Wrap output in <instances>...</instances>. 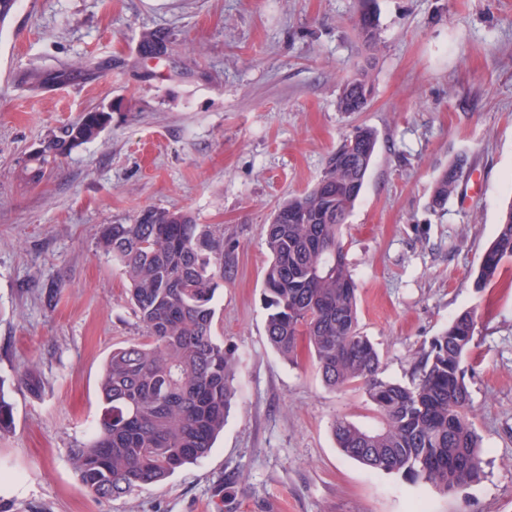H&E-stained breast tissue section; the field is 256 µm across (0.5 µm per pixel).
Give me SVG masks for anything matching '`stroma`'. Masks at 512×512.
I'll list each match as a JSON object with an SVG mask.
<instances>
[{
  "mask_svg": "<svg viewBox=\"0 0 512 512\" xmlns=\"http://www.w3.org/2000/svg\"><path fill=\"white\" fill-rule=\"evenodd\" d=\"M375 7L369 45L354 30L359 0H18L0 28V379L15 415L0 437V512H512V264L477 284L512 202V0ZM158 28L166 56L142 59ZM90 57L111 69L40 91L22 80ZM363 64L367 109L339 111ZM105 107L98 138L25 178L50 130ZM359 125L378 143L341 237L385 377L410 382L452 318L478 315L464 367L483 476L453 494L344 456L335 418L379 424L363 389L328 388L308 350L291 365L266 336L261 227ZM460 159V194L433 212L434 178ZM147 207L224 229L214 334L239 360L238 395L207 457L101 498L69 451L94 432L107 358L142 330L97 238ZM27 373L39 389L21 384ZM169 43L170 35L164 29L147 32L143 35L139 44L140 55L146 59L147 57H153L156 50L163 49L165 52L162 51L155 55L161 57L166 54Z\"/></svg>",
  "mask_w": 512,
  "mask_h": 512,
  "instance_id": "1",
  "label": "stroma"
}]
</instances>
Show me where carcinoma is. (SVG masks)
<instances>
[{
	"label": "carcinoma",
	"mask_w": 512,
	"mask_h": 512,
	"mask_svg": "<svg viewBox=\"0 0 512 512\" xmlns=\"http://www.w3.org/2000/svg\"><path fill=\"white\" fill-rule=\"evenodd\" d=\"M374 0H360L356 34L374 44ZM170 35H143L140 55L168 50ZM100 64L58 70L69 83L87 79ZM373 93L366 69L340 91L341 112H360ZM103 109L82 113L52 130L24 161L33 182L75 147L96 139L111 123ZM376 133L356 129L333 151L315 185L291 197L264 225L270 254L264 275L266 336L287 362L305 339L326 385H360L379 417L375 428L343 417L332 423L337 448L376 472L399 474L445 493L481 479L480 440L470 421L463 360L477 328L475 312L455 316L418 361L410 383L383 377L380 353L358 330L357 285L340 237L373 162ZM460 168L434 181L431 206L459 193ZM97 245L112 256L129 283L142 340L117 348L99 381L101 412L90 440L70 449L82 485L118 498L161 484L206 457L224 431L236 397L237 361L213 332L217 291L224 280V229L198 224L187 213L147 208L130 224L102 227ZM512 259V205L484 252L477 283L494 279ZM14 407L0 383V435L13 431Z\"/></svg>",
	"instance_id": "obj_1"
}]
</instances>
